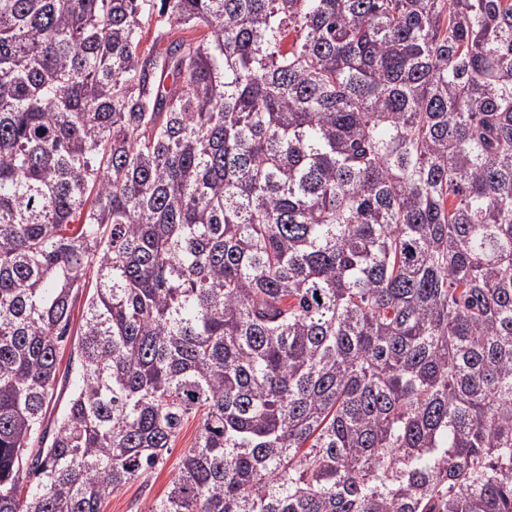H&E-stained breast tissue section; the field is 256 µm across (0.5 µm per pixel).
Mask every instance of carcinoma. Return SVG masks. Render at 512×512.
Returning a JSON list of instances; mask_svg holds the SVG:
<instances>
[{"mask_svg":"<svg viewBox=\"0 0 512 512\" xmlns=\"http://www.w3.org/2000/svg\"><path fill=\"white\" fill-rule=\"evenodd\" d=\"M191 417L148 512H512V0H0V512ZM70 348V345H68L67 349L61 357L59 364V371L57 373V390L55 398L50 404L48 410V413L51 414V417L57 414L59 408L67 401L73 389V376L70 372H67Z\"/></svg>","mask_w":512,"mask_h":512,"instance_id":"carcinoma-1","label":"carcinoma"}]
</instances>
